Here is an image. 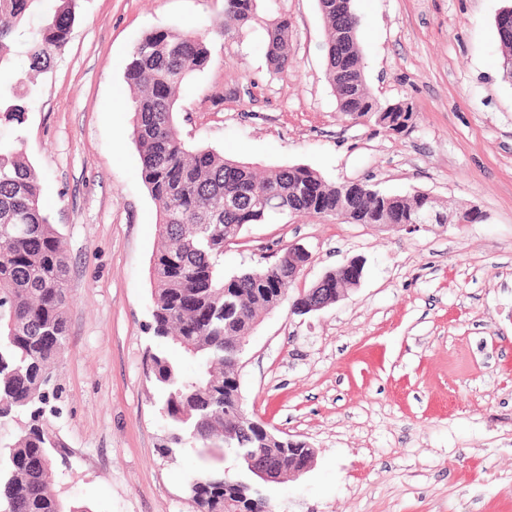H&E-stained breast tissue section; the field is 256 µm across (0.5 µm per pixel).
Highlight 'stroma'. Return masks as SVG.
<instances>
[{"label":"stroma","instance_id":"35a3bbf8","mask_svg":"<svg viewBox=\"0 0 512 512\" xmlns=\"http://www.w3.org/2000/svg\"><path fill=\"white\" fill-rule=\"evenodd\" d=\"M79 4L12 127L68 255L59 412L46 418L61 443L59 497L92 512H194L186 486L200 460L159 453L163 394L147 376L159 226L132 115L116 109L136 41L192 28L211 60L177 104L187 145L260 170L305 165L330 182L426 191L484 215L412 234L288 217L247 226L225 249L230 274L303 246L300 289L364 264L337 303L307 315L282 303L246 339L244 408L315 450L308 472L261 493L275 512H512V82L495 25L512 0H353L371 93L413 105L400 134L338 112L317 0H258L261 20L275 10L290 23L292 61L279 73L260 23L211 34L224 0Z\"/></svg>","mask_w":512,"mask_h":512}]
</instances>
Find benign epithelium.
<instances>
[{
  "mask_svg": "<svg viewBox=\"0 0 512 512\" xmlns=\"http://www.w3.org/2000/svg\"><path fill=\"white\" fill-rule=\"evenodd\" d=\"M328 282V275H323L315 287L309 289L306 297L292 302L291 311L299 315L309 314L332 305L345 296L346 289H329ZM251 427L253 422L242 414L224 430V437L228 440L235 439L241 434L249 433ZM261 433L264 442L255 448L243 449L240 462L257 480L263 483L293 480L311 468L315 451L309 443L278 436L266 422L261 426Z\"/></svg>",
  "mask_w": 512,
  "mask_h": 512,
  "instance_id": "7a95c632",
  "label": "benign epithelium"
}]
</instances>
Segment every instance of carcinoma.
I'll list each match as a JSON object with an SVG mask.
<instances>
[{
    "instance_id": "1",
    "label": "carcinoma",
    "mask_w": 512,
    "mask_h": 512,
    "mask_svg": "<svg viewBox=\"0 0 512 512\" xmlns=\"http://www.w3.org/2000/svg\"><path fill=\"white\" fill-rule=\"evenodd\" d=\"M326 26V75L338 111L386 132L401 133L414 117L409 102L382 104L370 94L352 0H318ZM78 0H57L45 12L42 0H0V68L14 47L25 48L28 69L10 95H0V121H20L34 99L37 77L68 43ZM38 15L32 30L29 19ZM258 21L257 0H224L218 33ZM267 61L275 72L291 62L290 26L283 17L264 21ZM499 57L512 81V29L497 28ZM211 59L194 31L159 30L135 44L126 67L132 90V137L141 177L154 201L162 237L150 269L153 335L149 376L166 390L160 408L169 435L162 453L190 450L205 465L188 480L196 512H218L225 501L240 512H274L233 474L226 455L259 440L224 443V410L239 402L238 385L224 349L251 334L252 324L288 295L299 273L288 268V249L258 270L224 275V249L246 226L283 216L308 215L349 224H446L448 209L415 190L389 194L365 180L334 183L301 166L256 174L246 162L220 151L189 148L176 130L178 93L192 72ZM66 253L50 224L40 180L23 152V139L0 132V419L30 415L31 423L8 446H0V512H89L64 503L51 489L57 441L39 421L49 404L52 361L67 338ZM243 303V314L224 323V294ZM174 345L197 366L185 374L167 356Z\"/></svg>"
}]
</instances>
